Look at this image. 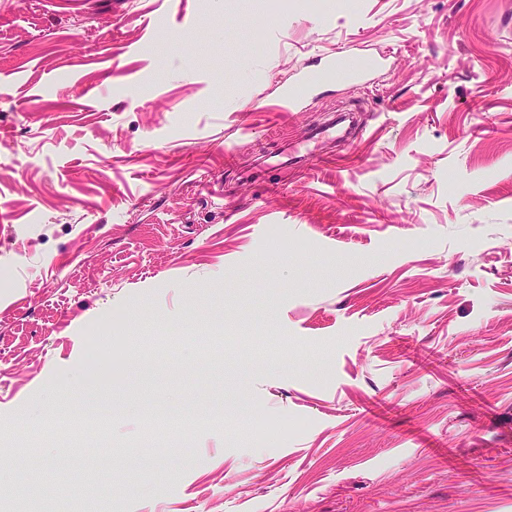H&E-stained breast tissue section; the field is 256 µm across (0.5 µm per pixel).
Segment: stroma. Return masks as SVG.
I'll return each instance as SVG.
<instances>
[{
  "label": "stroma",
  "mask_w": 512,
  "mask_h": 512,
  "mask_svg": "<svg viewBox=\"0 0 512 512\" xmlns=\"http://www.w3.org/2000/svg\"><path fill=\"white\" fill-rule=\"evenodd\" d=\"M1 210L0 512H512V0H0ZM322 69L329 73H344L345 79L358 84H366L372 79L370 78L375 72L380 71L386 67L388 55L385 53L379 54L378 57L369 59L366 63L356 66L350 70H345V64L342 56L338 53L333 55H325Z\"/></svg>",
  "instance_id": "35a3bbf8"
}]
</instances>
